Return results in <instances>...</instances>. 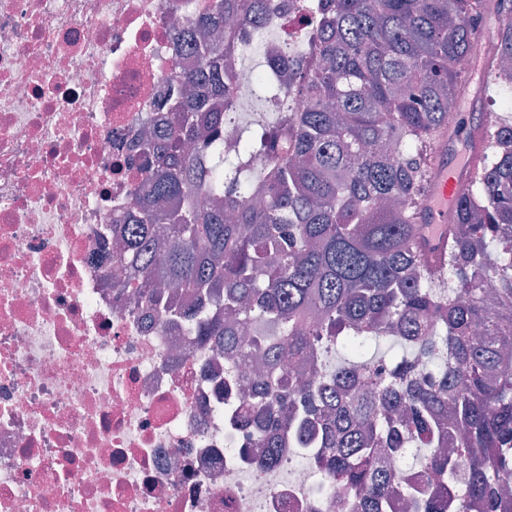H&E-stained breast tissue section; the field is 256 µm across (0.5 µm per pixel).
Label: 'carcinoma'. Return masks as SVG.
I'll use <instances>...</instances> for the list:
<instances>
[{
  "label": "carcinoma",
  "instance_id": "cac0c4a2",
  "mask_svg": "<svg viewBox=\"0 0 512 512\" xmlns=\"http://www.w3.org/2000/svg\"><path fill=\"white\" fill-rule=\"evenodd\" d=\"M269 0H208L195 67L167 110L162 145L135 144L149 185L112 266L159 320L161 286L207 296L182 311L191 336L240 357L224 398L247 389L235 423L278 432L336 479L348 512H386L400 487L414 512H501L512 494V123L477 128L482 153L438 249L418 224L429 159L461 106L486 0H294L313 30L265 65L309 101L281 102L234 147L218 128L238 105L224 60L269 22ZM487 103L512 112V0H497ZM382 342L406 354L367 356ZM345 354L340 366L324 355ZM424 448L439 490L398 485L379 449ZM448 490L443 500L442 490Z\"/></svg>",
  "mask_w": 512,
  "mask_h": 512
}]
</instances>
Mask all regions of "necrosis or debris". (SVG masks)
<instances>
[{"label": "necrosis or debris", "instance_id": "1", "mask_svg": "<svg viewBox=\"0 0 512 512\" xmlns=\"http://www.w3.org/2000/svg\"><path fill=\"white\" fill-rule=\"evenodd\" d=\"M207 0H0V512H341L296 449L224 420L228 361L115 287L161 115ZM238 48L294 43L289 0ZM247 456H239L240 448Z\"/></svg>", "mask_w": 512, "mask_h": 512}]
</instances>
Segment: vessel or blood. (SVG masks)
I'll return each mask as SVG.
<instances>
[{
	"instance_id": "1",
	"label": "vessel or blood",
	"mask_w": 512,
	"mask_h": 512,
	"mask_svg": "<svg viewBox=\"0 0 512 512\" xmlns=\"http://www.w3.org/2000/svg\"><path fill=\"white\" fill-rule=\"evenodd\" d=\"M480 155L478 141H471L465 158H452L447 147H440L434 163L431 187L421 203L420 226L430 245H438L446 230L455 198L462 193L463 175L475 165Z\"/></svg>"
}]
</instances>
